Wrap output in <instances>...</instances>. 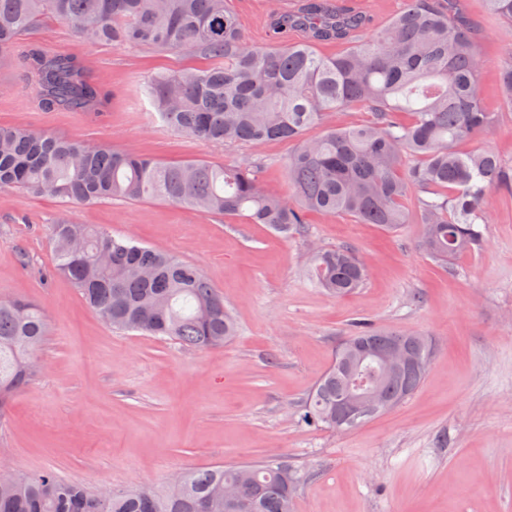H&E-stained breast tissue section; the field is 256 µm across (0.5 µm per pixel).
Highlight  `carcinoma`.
<instances>
[{
	"label": "carcinoma",
	"mask_w": 512,
	"mask_h": 512,
	"mask_svg": "<svg viewBox=\"0 0 512 512\" xmlns=\"http://www.w3.org/2000/svg\"><path fill=\"white\" fill-rule=\"evenodd\" d=\"M512 26V0H485ZM70 25L91 43L147 45L202 54L205 67L158 73L148 87L160 120L197 139L249 146L288 141L289 190L263 187L259 163L156 160L88 146L27 129L0 126V189L51 195L82 204L163 200L276 233L305 234L312 212L344 215L393 230L420 227L419 246L446 265L480 245L490 223V196L512 193V161L489 147L457 145L490 131L479 73L484 31L455 0H405L382 28L340 0H301L292 13L269 15L265 46L251 44L227 0H0V53L18 52L37 106L44 111H107L109 93L79 58L50 53L19 36L44 18ZM298 30L300 43L288 41ZM336 43L333 57L316 47ZM500 70L503 107L512 112V50ZM363 109L369 120L340 125V112ZM312 128L316 137L307 136ZM52 274L67 279L116 330L169 338L201 349L222 347L237 326L224 296L194 265L132 236L60 219L51 228ZM308 275L328 294L354 293L366 264L344 247L315 249ZM43 311L0 299V414L37 373L33 352L47 336ZM409 348L422 363L432 354L413 331L356 326L344 345ZM394 405L419 388L425 372L409 366L379 374L351 352L336 353L306 402L309 426L348 432L339 404L350 376ZM178 485L99 490L51 471L0 473V512H292L298 471L285 460L181 470Z\"/></svg>",
	"instance_id": "obj_1"
}]
</instances>
